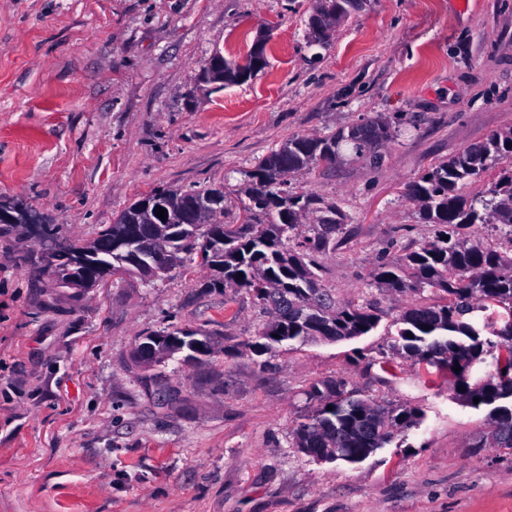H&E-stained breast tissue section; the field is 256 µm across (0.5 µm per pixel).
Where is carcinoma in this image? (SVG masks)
Listing matches in <instances>:
<instances>
[{
  "mask_svg": "<svg viewBox=\"0 0 512 512\" xmlns=\"http://www.w3.org/2000/svg\"><path fill=\"white\" fill-rule=\"evenodd\" d=\"M367 0H318L309 18L316 43L331 27L363 8ZM265 42L257 41L245 62L224 61L220 85H240L267 66ZM390 123L378 115L324 137H293L259 160L244 189L248 202L239 224L224 223L227 197L222 187H192L180 197L185 211L198 204L210 210L205 224H181L184 235L172 266L198 255L211 271L205 287L240 288L249 292L267 317L255 333L253 350L266 354L285 342L336 341L373 330L379 315L369 300H336L323 287L319 257L344 240L347 215L312 192H298L288 177L320 163L336 162L342 148L378 166L383 142L394 137ZM498 169L484 192L466 197L462 189L488 169ZM406 198L418 209L419 223L432 227L434 239L392 262H381L373 281L382 291L412 295L400 318L395 355L380 361L388 371L395 357L449 372L462 388L458 396L472 404L493 406L489 444L477 447L512 450V128L491 133L430 167L409 183ZM149 207L172 213L166 190L157 189L130 204L97 235L104 250L115 244ZM113 274L137 273L150 282L170 267H148L129 254H112ZM438 295L426 301L424 292ZM156 349V364L187 352L186 358L212 352L211 337L182 330L138 339L135 357L146 345ZM461 371H454V367ZM315 403L292 430L295 447L317 461L358 463L389 441L394 431L417 422L414 410L381 404L349 387L344 378L313 383L306 390Z\"/></svg>",
  "mask_w": 512,
  "mask_h": 512,
  "instance_id": "1",
  "label": "carcinoma"
}]
</instances>
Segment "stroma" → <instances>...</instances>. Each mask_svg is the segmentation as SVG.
I'll list each match as a JSON object with an SVG mask.
<instances>
[{
    "instance_id": "35a3bbf8",
    "label": "stroma",
    "mask_w": 512,
    "mask_h": 512,
    "mask_svg": "<svg viewBox=\"0 0 512 512\" xmlns=\"http://www.w3.org/2000/svg\"><path fill=\"white\" fill-rule=\"evenodd\" d=\"M315 6L0 0V196L72 243L156 189L230 184L237 223L246 171L288 139L376 115L398 132L382 167L346 151L291 179L347 214L322 281L375 299L378 326L284 344L267 369L251 296L205 291L197 261L53 288L31 225L0 223V512H512V455L479 445L490 406L407 360L381 370L408 299L372 277L431 237L406 185L512 127V0H369L311 47ZM261 38L254 79L201 81L213 53L241 61ZM172 324L215 353L136 362L137 337ZM336 377L420 423L361 462L311 460L291 431L305 389Z\"/></svg>"
}]
</instances>
